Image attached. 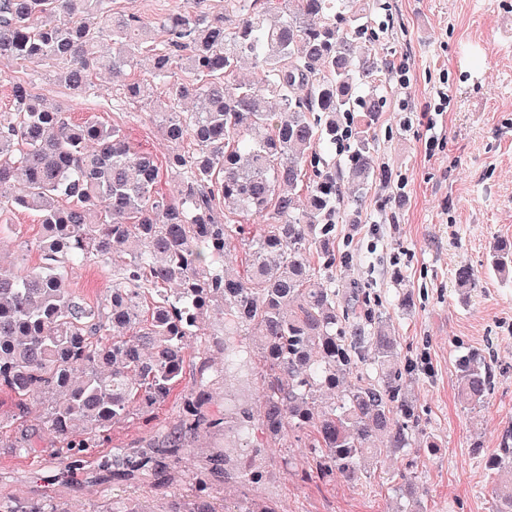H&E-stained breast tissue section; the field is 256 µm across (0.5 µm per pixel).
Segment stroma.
<instances>
[{
  "mask_svg": "<svg viewBox=\"0 0 512 512\" xmlns=\"http://www.w3.org/2000/svg\"><path fill=\"white\" fill-rule=\"evenodd\" d=\"M373 48L404 70L392 75L385 112L375 130L373 162L389 167L391 182L373 184L363 205L345 199L336 227L337 286L358 282L375 313L390 323L407 358L419 370L405 388L413 398L433 448H407L385 458L378 476L353 485L340 477L312 476L302 443L261 449L259 483L220 481L212 489L216 508L248 492L276 512H492L485 460L512 428V274L489 265L497 242L512 243V0H380ZM204 6L222 12L224 0H112L116 12L149 25L173 11ZM151 65L139 57L121 78L104 74L93 94L58 84L51 66L32 61L0 63V112L11 104L13 80L34 85L45 103L72 122L90 116L121 128L137 150L164 158L168 147L149 100L118 95L120 83L149 79ZM447 90L446 112H434L437 90ZM437 134L427 150L429 134ZM41 227L33 211H17L11 231L0 237V264L33 268L42 262ZM474 268L476 289L460 287L461 266ZM111 264L71 263L67 286L88 307L101 305L112 288ZM413 303L405 307L403 296ZM472 350L497 365L495 388L480 413L457 397V360ZM200 359L189 354L177 393L150 414L134 413L112 425L101 447L90 449L84 467L68 472L57 441L43 425L49 404L40 396L17 417L13 397L0 389V498H50L59 512H102L114 501L136 500L148 512H170L185 497L197 468L223 448L224 433H200L188 453L166 469L141 477L103 472L100 454L149 444L178 419L180 397L192 390ZM36 440L19 456L14 442ZM480 453H472V441ZM412 472L426 490L411 497L393 482Z\"/></svg>",
  "mask_w": 512,
  "mask_h": 512,
  "instance_id": "35a3bbf8",
  "label": "stroma"
}]
</instances>
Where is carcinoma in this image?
Here are the masks:
<instances>
[{"instance_id": "carcinoma-1", "label": "carcinoma", "mask_w": 512, "mask_h": 512, "mask_svg": "<svg viewBox=\"0 0 512 512\" xmlns=\"http://www.w3.org/2000/svg\"><path fill=\"white\" fill-rule=\"evenodd\" d=\"M167 15L157 25L116 15L112 0H0V62L40 59L56 81L84 94L98 70L114 73L142 54L153 81L169 151L171 196L159 194L153 154L93 117L73 123L44 105L30 82L12 83L0 113V232L16 211L33 210L44 229V263L0 269V388L23 410L51 395L44 424L81 469L100 432L133 409L150 411L179 385L193 341L224 352V376L247 361L256 336L263 353L259 414L224 385L233 409H209L217 378L200 362L195 388L181 397L173 430L156 444L100 460L106 472L147 474L187 451L205 428L224 426V462L248 447L250 430L267 442L290 438L311 449L318 476L359 484L387 452L434 448L404 382L412 364L388 323L363 307L353 285L338 299L331 240L343 222L345 187L357 201L388 171L372 164L373 130L385 99L378 74L388 63L362 38L375 0H225ZM112 51L95 55L103 34ZM260 76L232 81L240 60ZM193 75L171 81L177 69ZM362 113L355 122L354 113ZM190 141L194 149L186 151ZM346 143V162L321 150ZM306 187L299 204L296 188ZM266 213L260 232L231 216ZM248 246L245 270L224 266L234 241ZM112 259L119 273L97 310L68 288L64 264ZM222 316L224 341L198 336L209 313ZM495 387L480 352L459 360L458 391L471 412ZM88 436L75 440L77 426ZM492 512H512V431L485 462ZM210 483L195 478L173 512H216ZM0 512H57L49 500H0ZM224 512H254L244 493Z\"/></svg>"}]
</instances>
